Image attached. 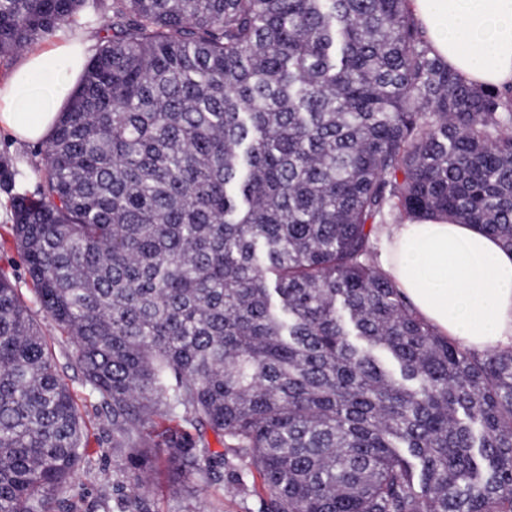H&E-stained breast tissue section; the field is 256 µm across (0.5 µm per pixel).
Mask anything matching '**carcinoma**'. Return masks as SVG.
I'll list each match as a JSON object with an SVG mask.
<instances>
[{
  "label": "carcinoma",
  "mask_w": 512,
  "mask_h": 512,
  "mask_svg": "<svg viewBox=\"0 0 512 512\" xmlns=\"http://www.w3.org/2000/svg\"><path fill=\"white\" fill-rule=\"evenodd\" d=\"M89 7L37 192L8 156L0 189L115 467L261 512H512V349L439 334L372 249L446 215L512 252V89L406 0H0V57ZM78 401L1 272L0 512H82ZM123 501L155 512L143 480Z\"/></svg>",
  "instance_id": "cac0c4a2"
}]
</instances>
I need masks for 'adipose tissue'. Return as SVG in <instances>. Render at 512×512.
Masks as SVG:
<instances>
[{
  "label": "adipose tissue",
  "mask_w": 512,
  "mask_h": 512,
  "mask_svg": "<svg viewBox=\"0 0 512 512\" xmlns=\"http://www.w3.org/2000/svg\"><path fill=\"white\" fill-rule=\"evenodd\" d=\"M407 7L436 54L468 82L512 87V0H408ZM84 48L59 45L26 55L0 88V126L14 138L45 140L61 118L40 99L20 101L27 88L77 81ZM381 269L439 333L476 349L512 348V253L473 225L439 215L387 224Z\"/></svg>",
  "instance_id": "1"
}]
</instances>
